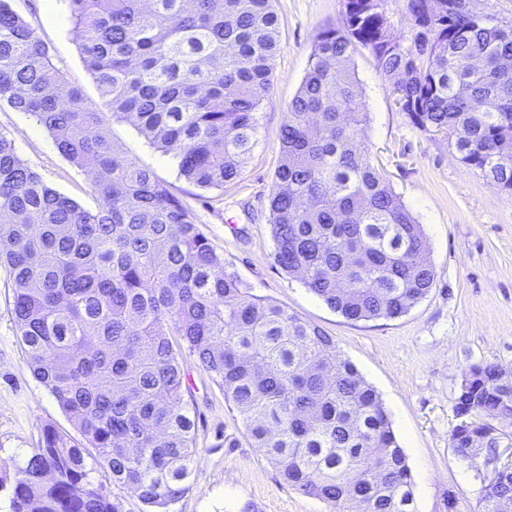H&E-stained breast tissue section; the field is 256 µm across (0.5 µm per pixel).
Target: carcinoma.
<instances>
[{
    "mask_svg": "<svg viewBox=\"0 0 512 512\" xmlns=\"http://www.w3.org/2000/svg\"><path fill=\"white\" fill-rule=\"evenodd\" d=\"M86 70L110 116L133 124L203 189L235 180L256 112L273 89L274 0H67ZM319 32L288 105L270 200L274 260L349 321L396 319L436 272L420 224L375 163L352 56L371 55L412 123L483 172L512 132V26L459 12L432 20V50L385 39L383 0H349ZM0 99L36 119L88 170L95 209L49 187L0 136V264L34 377L82 437L52 427L17 467L11 512H120L84 452L116 487L166 509L189 489L196 448L172 337L237 410L282 482L331 512H414L411 473L382 402L336 341L226 271L190 210L114 145L103 113L67 81L48 44L0 0ZM494 364L464 370L456 415L512 413ZM451 444L474 459L458 429ZM512 498V468L482 512Z\"/></svg>",
    "mask_w": 512,
    "mask_h": 512,
    "instance_id": "carcinoma-1",
    "label": "carcinoma"
}]
</instances>
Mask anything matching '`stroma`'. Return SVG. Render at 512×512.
Instances as JSON below:
<instances>
[{
    "mask_svg": "<svg viewBox=\"0 0 512 512\" xmlns=\"http://www.w3.org/2000/svg\"><path fill=\"white\" fill-rule=\"evenodd\" d=\"M53 51L69 85L97 110L98 88L71 33L65 0H10ZM280 46L273 90L257 112L254 148L236 180L203 189L185 180L175 159L157 151L133 125L109 124L115 146L169 185L223 254L228 271L325 330L379 394L414 477L415 512H481L489 478L512 463V422L491 419L494 462L457 456L450 435L459 418L454 399L470 364L512 372V197L467 170L446 141L431 137L399 111L366 50L352 62L364 88L366 135L394 190L422 224L436 282L397 319L351 322L330 309L274 260L270 194L280 160L287 107L309 67L313 41L340 25L343 0H275ZM0 135L12 142L53 189L85 208L98 204L87 170L70 163L30 114L0 100ZM14 283L0 266V512H11L17 466L53 426L77 432L28 364L12 320ZM193 407L197 456L189 491L169 512H329L326 503L284 484L253 447L231 402L192 355L182 357Z\"/></svg>",
    "mask_w": 512,
    "mask_h": 512,
    "instance_id": "obj_1",
    "label": "stroma"
}]
</instances>
